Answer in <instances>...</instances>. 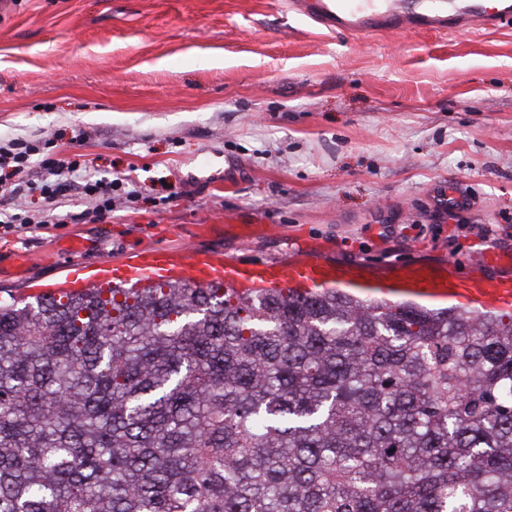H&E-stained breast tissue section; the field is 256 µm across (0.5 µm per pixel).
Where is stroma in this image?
Masks as SVG:
<instances>
[{
    "instance_id": "obj_1",
    "label": "stroma",
    "mask_w": 512,
    "mask_h": 512,
    "mask_svg": "<svg viewBox=\"0 0 512 512\" xmlns=\"http://www.w3.org/2000/svg\"><path fill=\"white\" fill-rule=\"evenodd\" d=\"M48 140L141 195L70 224L93 202L50 206L32 165L24 200L58 223L0 238V289L19 297L61 275L71 237L100 261L185 244L463 268L512 253V29L355 40L285 0H0V145Z\"/></svg>"
}]
</instances>
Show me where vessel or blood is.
Returning <instances> with one entry per match:
<instances>
[{
  "label": "vessel or blood",
  "mask_w": 512,
  "mask_h": 512,
  "mask_svg": "<svg viewBox=\"0 0 512 512\" xmlns=\"http://www.w3.org/2000/svg\"><path fill=\"white\" fill-rule=\"evenodd\" d=\"M288 7L328 32L351 37L390 29L448 32L512 24V0H288ZM63 251L69 257L65 274L29 283L31 294L64 299L116 284L138 288L176 282L226 287L242 298L269 290L295 296L333 290L386 305L450 306L459 301L473 314H512V273L484 260L463 270L449 259L343 262L295 250L275 261L245 265L220 251L175 247L140 250L117 263L85 264L78 260L79 242L66 243Z\"/></svg>",
  "instance_id": "1"
}]
</instances>
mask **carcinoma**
Segmentation results:
<instances>
[{
	"label": "carcinoma",
	"mask_w": 512,
	"mask_h": 512,
	"mask_svg": "<svg viewBox=\"0 0 512 512\" xmlns=\"http://www.w3.org/2000/svg\"><path fill=\"white\" fill-rule=\"evenodd\" d=\"M0 512H512V316L7 293Z\"/></svg>",
	"instance_id": "1"
}]
</instances>
